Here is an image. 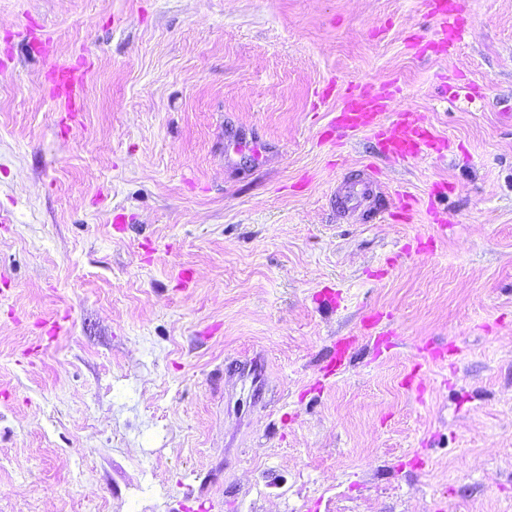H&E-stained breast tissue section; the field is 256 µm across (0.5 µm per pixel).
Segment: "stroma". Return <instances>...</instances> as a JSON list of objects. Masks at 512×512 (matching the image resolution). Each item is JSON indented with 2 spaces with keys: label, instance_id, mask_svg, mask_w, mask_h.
Here are the masks:
<instances>
[{
  "label": "stroma",
  "instance_id": "stroma-1",
  "mask_svg": "<svg viewBox=\"0 0 512 512\" xmlns=\"http://www.w3.org/2000/svg\"><path fill=\"white\" fill-rule=\"evenodd\" d=\"M454 3L0 0V512H512V0ZM366 83L446 149L323 141ZM425 4L429 14L440 21L445 47L453 48L461 42L465 30L459 17L454 15L455 10L448 8V2L445 0H425ZM84 62L76 61L57 69V90L64 112L73 120L79 112L84 91ZM365 336H347L333 345V352L324 370L327 374H339L350 360L353 351Z\"/></svg>",
  "mask_w": 512,
  "mask_h": 512
}]
</instances>
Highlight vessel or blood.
I'll return each mask as SVG.
<instances>
[{"label": "vessel or blood", "mask_w": 512, "mask_h": 512, "mask_svg": "<svg viewBox=\"0 0 512 512\" xmlns=\"http://www.w3.org/2000/svg\"><path fill=\"white\" fill-rule=\"evenodd\" d=\"M425 4L430 15L440 22L445 47L451 48L461 42L465 30L447 0H425ZM57 90L67 118H75L84 91L83 62L58 68ZM393 98L392 91L370 84L348 87L332 125L345 132H374L383 151L397 160H415L444 149V141L434 135L419 113L405 109L396 113L392 121L382 122L381 117L388 112ZM359 342V337L347 336L334 343L326 373H341Z\"/></svg>", "instance_id": "vessel-or-blood-1"}]
</instances>
